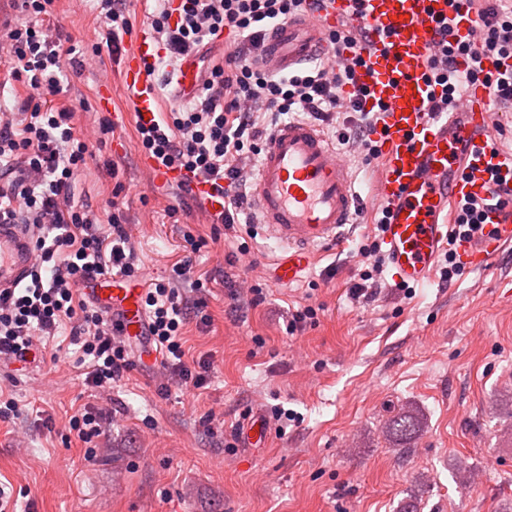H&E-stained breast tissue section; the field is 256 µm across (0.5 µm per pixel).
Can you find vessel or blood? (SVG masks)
I'll list each match as a JSON object with an SVG mask.
<instances>
[{"label":"vessel or blood","instance_id":"1","mask_svg":"<svg viewBox=\"0 0 512 512\" xmlns=\"http://www.w3.org/2000/svg\"><path fill=\"white\" fill-rule=\"evenodd\" d=\"M451 15L459 35L467 36L473 14L466 0H327L324 9L275 28L266 43L271 65L291 71L320 52L327 29L345 21L357 27L365 47L359 79L369 91L364 107L382 112L373 137L384 161L378 196L389 210L383 243L395 279L405 283L431 278L448 241L452 203L489 196L496 177H512V151L491 143L494 114L484 86H470L457 111L428 117L435 88L425 78L426 62L440 21ZM155 53L150 35L141 34L123 67L135 109L147 120L157 106L144 64ZM153 171L159 182L189 184L211 213L223 211V197L208 183L183 170L157 165ZM255 207L267 235L288 247L276 275L290 285L314 264L315 247L340 243L344 226L354 221L358 195L348 167L319 129L291 122L279 126L263 150ZM487 226L490 237L458 245L464 269L488 266L512 245V204L489 210ZM33 260L21 225L0 224V292L21 285ZM83 293L105 311L120 314L126 335H142L139 288L112 276L90 281Z\"/></svg>","mask_w":512,"mask_h":512}]
</instances>
